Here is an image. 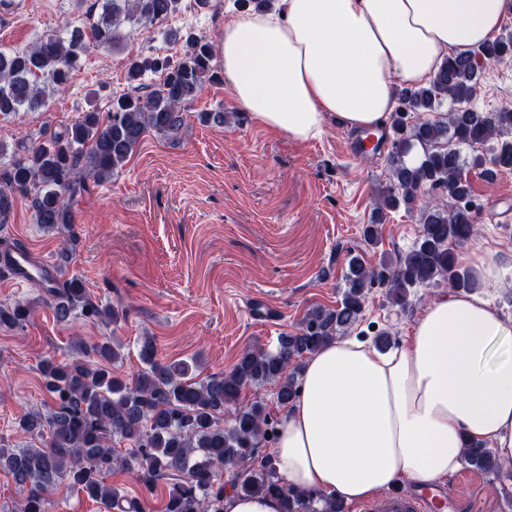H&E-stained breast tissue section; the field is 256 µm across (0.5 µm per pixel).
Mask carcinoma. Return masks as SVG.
I'll list each match as a JSON object with an SVG mask.
<instances>
[{
	"mask_svg": "<svg viewBox=\"0 0 512 512\" xmlns=\"http://www.w3.org/2000/svg\"><path fill=\"white\" fill-rule=\"evenodd\" d=\"M98 2L101 13L88 35L65 28L40 36L27 49L0 47V119L43 108L49 92L65 89L87 40L111 47L122 37L123 24L160 26L179 10L181 0ZM183 47L176 61H132L130 80L150 71L162 73L160 82L144 94L117 98L106 115L83 112L50 139L19 142L10 153L0 143V222L23 197L30 200L40 229L57 232L74 223L71 200L87 180L109 179L138 150L146 133L177 137L185 124V105L217 79L211 42L190 32ZM511 56L512 33H502L473 52L444 59L429 83L398 91L389 185L377 214L381 217L384 210L402 205L411 208L425 188L447 195L450 206L427 205L421 213L422 234L394 263L373 268L359 256L351 257L340 304L310 309L297 332L280 337L275 348H248L231 371L204 379L190 362H158L151 336L142 338L143 369L131 378L114 372L122 344L111 336L91 345L79 343L61 361L44 359V407L23 413L15 422L16 431L33 442L18 448L0 444V470L26 491L16 512H47L46 495L63 482L111 509L141 512L140 501L127 499L108 483L120 469L135 473L149 491L158 480L178 474L164 512H223L224 485L218 474L227 467L235 470L236 492L276 496L282 512H345L337 500L319 509L309 494L280 482L273 455L259 450L261 440L275 437L276 421L263 398L257 395L243 404L242 392L273 384L277 402L291 403L298 394L295 361L347 333L359 320L366 291L376 283L388 288L400 306L406 305L410 289L439 280L451 289L478 287L459 265L452 246L473 232V187L465 167L480 169L485 159L476 154L467 163L458 146L494 141L495 166L512 170V103L490 112L471 108L483 62ZM446 100L451 108L443 114L440 108ZM417 146L423 155L412 165L406 157ZM35 284L61 323L77 313L106 325L121 320L119 310L94 302L77 276L53 285L40 278ZM31 312L24 301L0 305V327L19 328ZM231 406L235 413L226 426L224 410ZM116 443L128 445L125 455L116 453ZM465 461L487 474L506 467L486 445L468 447Z\"/></svg>",
	"mask_w": 512,
	"mask_h": 512,
	"instance_id": "1",
	"label": "carcinoma"
}]
</instances>
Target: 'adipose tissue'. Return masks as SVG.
Here are the masks:
<instances>
[{"label":"adipose tissue","mask_w":512,"mask_h":512,"mask_svg":"<svg viewBox=\"0 0 512 512\" xmlns=\"http://www.w3.org/2000/svg\"><path fill=\"white\" fill-rule=\"evenodd\" d=\"M512 0H276L224 26V78L259 125L305 142L327 119L383 124L395 86L492 39ZM512 463V317L478 292L434 295L381 354L340 336L312 355L273 450L283 483L357 503L443 479L467 444Z\"/></svg>","instance_id":"adipose-tissue-1"}]
</instances>
